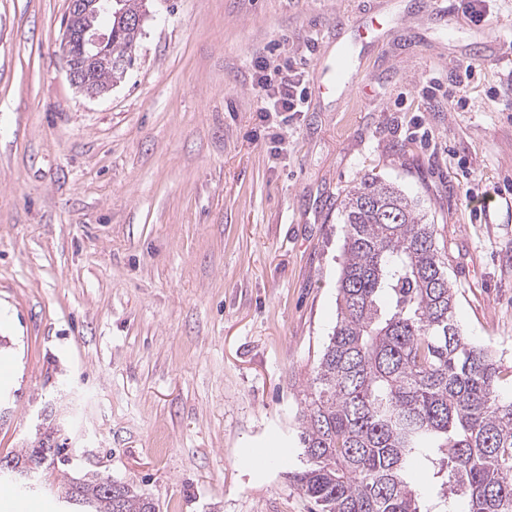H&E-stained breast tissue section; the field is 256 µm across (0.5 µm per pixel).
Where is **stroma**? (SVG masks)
<instances>
[{
	"instance_id": "obj_1",
	"label": "stroma",
	"mask_w": 512,
	"mask_h": 512,
	"mask_svg": "<svg viewBox=\"0 0 512 512\" xmlns=\"http://www.w3.org/2000/svg\"><path fill=\"white\" fill-rule=\"evenodd\" d=\"M486 6L476 25L456 0H148L92 99L59 52L68 0H0V456L48 404L80 451L0 493L39 512L102 471L159 512H311L298 410L367 174L435 226L512 397V0ZM340 41L362 91L321 90ZM260 57L299 72L302 111H264Z\"/></svg>"
}]
</instances>
